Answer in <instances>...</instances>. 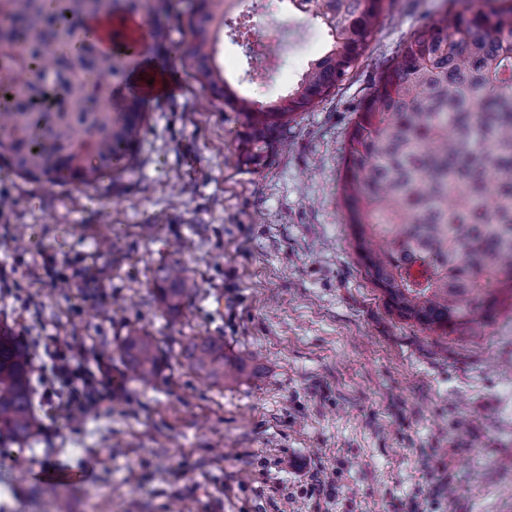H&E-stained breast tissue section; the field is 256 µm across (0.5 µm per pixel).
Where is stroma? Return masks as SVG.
<instances>
[{
	"label": "stroma",
	"mask_w": 512,
	"mask_h": 512,
	"mask_svg": "<svg viewBox=\"0 0 512 512\" xmlns=\"http://www.w3.org/2000/svg\"><path fill=\"white\" fill-rule=\"evenodd\" d=\"M445 0H396L335 93L288 126L261 165L240 162L243 116L180 56L151 51L175 84L148 101L134 171L97 188L0 179V325L32 366L56 337L93 400L35 394L32 437L0 467V512H512V310L446 336L400 320L364 277L340 194L347 134L400 44ZM260 12L257 48L222 37L229 83L279 98L329 46L287 0ZM179 264L198 290L180 314L152 294ZM140 326L165 358L126 375ZM191 336L249 357L211 385L185 365ZM83 474L92 499L37 494L43 472ZM333 495L311 492L314 477ZM120 358L134 380L151 383L158 375L163 360L159 340L141 328L131 327L120 344Z\"/></svg>",
	"instance_id": "obj_1"
}]
</instances>
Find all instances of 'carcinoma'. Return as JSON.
I'll return each mask as SVG.
<instances>
[{"label":"carcinoma","mask_w":512,"mask_h":512,"mask_svg":"<svg viewBox=\"0 0 512 512\" xmlns=\"http://www.w3.org/2000/svg\"><path fill=\"white\" fill-rule=\"evenodd\" d=\"M228 0H191V40L177 48L211 96L260 135L280 134L345 81L394 0H288L321 20L330 48L295 86L259 103L240 96L216 61ZM175 0H0V171L38 184L90 188L133 168L147 125L138 98L117 95L137 56L119 30L112 48L89 38V20L140 17L151 45L167 47ZM341 197L365 278L388 310L443 335L512 299V0H449L401 45L356 112ZM197 284L176 265L154 283L177 314ZM187 366L215 385L237 380L242 359L224 337L189 339ZM120 358L151 383L159 340L132 327ZM25 339L0 329V433L27 440L35 417Z\"/></svg>","instance_id":"1"}]
</instances>
